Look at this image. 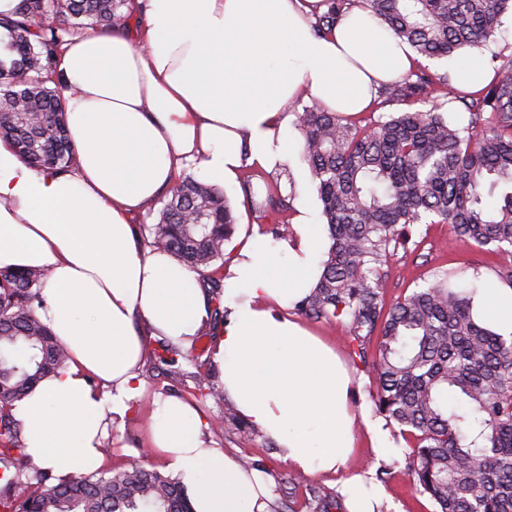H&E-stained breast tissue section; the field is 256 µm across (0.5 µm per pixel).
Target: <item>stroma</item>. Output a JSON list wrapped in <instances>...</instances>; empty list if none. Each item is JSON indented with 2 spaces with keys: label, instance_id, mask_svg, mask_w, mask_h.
Instances as JSON below:
<instances>
[{
  "label": "stroma",
  "instance_id": "stroma-1",
  "mask_svg": "<svg viewBox=\"0 0 512 512\" xmlns=\"http://www.w3.org/2000/svg\"><path fill=\"white\" fill-rule=\"evenodd\" d=\"M300 181L302 194L311 205H319L320 200L312 181L307 164L302 159L301 150H294L293 165L279 176L262 175L254 177L257 188L276 183L285 189V202L275 219L259 217L246 204L241 183L225 186L224 191L230 199L238 218L246 227H259L265 233H273L276 222L291 223L294 215L293 193L288 192L290 182ZM423 241L418 248L398 253L388 262V278L385 288V300L392 303L408 294L417 283L429 277L438 267L455 271V282L461 288L478 290L486 277L491 276L494 258L486 251L464 246L459 238L445 224H424L420 227ZM142 377L146 383V392L140 399L137 411L129 420L113 423L110 431L112 443V464L116 467L130 465L159 466L157 459L145 440V427L154 406V395H179V388L173 387L162 369L143 365ZM212 438L226 452L235 457L244 455L260 460L264 470L270 474L279 497H287L294 476V469L284 461L279 453L276 441L267 436L256 435L252 429L236 421L225 422L223 426L212 428ZM397 451L394 457L378 458L373 450L365 429L355 433V450L348 460L346 472L378 470L390 466L393 473L384 482L386 497L382 502L385 512H432L433 504L427 498H415L409 488V480L403 473L401 463L408 442L401 437L395 438Z\"/></svg>",
  "mask_w": 512,
  "mask_h": 512
}]
</instances>
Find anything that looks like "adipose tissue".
Masks as SVG:
<instances>
[{
  "mask_svg": "<svg viewBox=\"0 0 512 512\" xmlns=\"http://www.w3.org/2000/svg\"><path fill=\"white\" fill-rule=\"evenodd\" d=\"M317 2L146 0L143 27L91 30L57 50L53 73L76 147L68 171L31 166L0 141V269H49L41 317L69 351L15 410L38 468L65 478L103 466L110 423L131 418L146 390L137 320L186 349L208 319L200 275L135 233L147 203L192 170L220 188L245 165H291L290 102L360 112L375 88L410 70L412 47L364 7L315 36ZM293 229L276 243L252 228L228 260L229 320L213 361L240 416L295 470L336 474L348 512H374L383 488L342 473L353 433L367 427L379 455L396 448L368 409L350 407L351 377L335 350L288 314L316 284L328 247L305 199ZM479 313L512 333V289L488 282ZM154 404L149 445L194 512H271L270 476L218 448L195 404Z\"/></svg>",
  "mask_w": 512,
  "mask_h": 512,
  "instance_id": "adipose-tissue-1",
  "label": "adipose tissue"
}]
</instances>
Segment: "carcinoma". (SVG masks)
Masks as SVG:
<instances>
[{
  "instance_id": "carcinoma-1",
  "label": "carcinoma",
  "mask_w": 512,
  "mask_h": 512,
  "mask_svg": "<svg viewBox=\"0 0 512 512\" xmlns=\"http://www.w3.org/2000/svg\"><path fill=\"white\" fill-rule=\"evenodd\" d=\"M313 34H327L356 0H325ZM393 35L425 58L480 48L512 12V0H362ZM131 0H19L0 13V139L36 167H69L74 147L64 123V91L47 77L65 35L125 26ZM433 99L428 111L412 108ZM408 109L385 112L391 103ZM369 115L340 116L317 104H292L304 159L316 184L330 247L322 274L295 309L314 322L345 319L348 356L376 379L373 402L386 425L413 440L405 473L435 512H512V334L483 321L475 293L438 268L394 303L384 299V266L422 224H446L462 241L497 256L493 272L512 286V58L493 81L467 94L448 74L420 65L383 84ZM462 105L468 122L448 120ZM501 188L493 207L484 190ZM277 190L245 189L251 209L274 213ZM237 219L224 190L194 173L170 189L153 246L206 276L210 325L224 322L225 243ZM46 273L0 271V512H193L183 486L156 468L133 465L49 483V472L21 453L20 401L61 369L62 343L40 319ZM377 337L375 354L367 344ZM156 365L182 381L179 347L158 341ZM194 399L233 403L194 376ZM306 512H345L342 497L297 481Z\"/></svg>"
}]
</instances>
